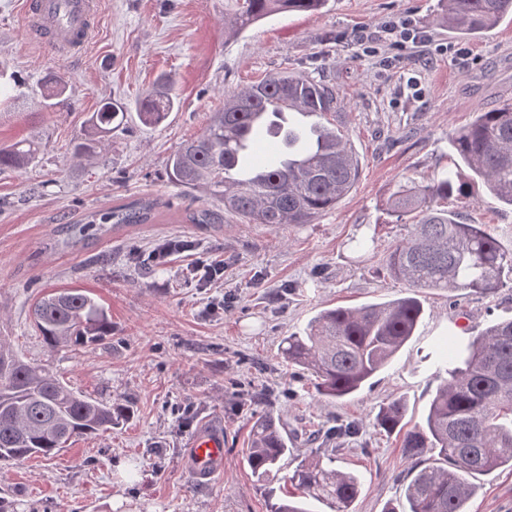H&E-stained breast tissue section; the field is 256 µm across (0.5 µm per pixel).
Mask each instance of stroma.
Returning <instances> with one entry per match:
<instances>
[{
    "instance_id": "35a3bbf8",
    "label": "stroma",
    "mask_w": 512,
    "mask_h": 512,
    "mask_svg": "<svg viewBox=\"0 0 512 512\" xmlns=\"http://www.w3.org/2000/svg\"><path fill=\"white\" fill-rule=\"evenodd\" d=\"M441 9L440 0H328L319 12L275 14L229 37L224 19L236 0H98L91 43L61 58L31 37L22 0H0V50L21 81L0 102V144H41L37 162L0 172V336L71 387L133 411L56 457L1 468L0 496L18 512H270L286 485L260 480L244 461L260 410L294 435L284 459L289 473L320 452L306 430L357 424V434L338 440L335 459L361 480L355 512L405 508L411 463L400 436L377 426L380 405L403 398L406 422L422 423L437 386L427 353L447 348L463 327L512 315L511 288L485 297L414 292L385 267L388 250L413 224L388 212L391 193L451 168L450 132L512 101V21L462 39L439 25ZM405 16L423 43L400 45L384 33L386 21ZM50 70L68 80L64 105L52 110L40 93ZM284 70L335 85L336 123L360 161L357 185L310 224H248L232 214L216 226L185 223L186 210L200 203L170 183L169 154L202 132L225 91ZM162 77L172 81L177 105L160 125L144 124L132 106ZM105 99L131 109L102 164L76 168L71 143ZM146 196L170 201L171 210L149 224L104 225L76 243L58 231ZM448 208L512 243V209L481 183L466 181ZM365 234L375 235V249L361 255L353 242ZM166 236L190 241L192 251L143 264ZM199 258L223 262V281L205 287L193 279L188 266ZM55 289L88 291L112 321L111 341L49 348L31 308ZM413 292L424 308L415 336L347 398L319 396L280 356L284 338L322 309ZM204 430L224 436V471L210 483L193 478L188 455ZM471 482L467 512H512V470Z\"/></svg>"
}]
</instances>
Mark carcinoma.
<instances>
[{
	"mask_svg": "<svg viewBox=\"0 0 512 512\" xmlns=\"http://www.w3.org/2000/svg\"><path fill=\"white\" fill-rule=\"evenodd\" d=\"M439 23L464 36L483 33L512 17V0H441ZM326 0H243L224 19V32L236 36L276 13L317 12ZM45 107L67 92L56 72L43 80ZM288 106L320 117L338 112L335 87L306 75L283 71L224 93V106L204 131L184 140L167 160L170 182L218 206L186 211L192 224H222L230 212L254 224H310L335 207L355 187L359 159L341 131L319 125L321 145L305 164L264 171L248 185L227 177L225 165L239 137L266 104ZM176 105L168 82L143 93L134 103L145 124L164 121ZM128 107L103 103L87 119V133L74 141L71 156L81 166L108 146L112 124ZM454 167L426 183L410 181L388 199L389 210L412 215L413 231L386 255L389 274L412 288H434L487 296L512 288V247L504 246L482 224L458 221L445 204L461 190L460 167L480 180L488 193L512 207V105L477 113L471 124L451 133ZM40 145L17 141L0 146V172L21 170L38 158ZM168 203L143 198L115 204L66 226L68 235L88 236L98 224H148ZM424 309L416 296L321 310L302 334L285 339L282 355L314 380L319 395L339 400L363 388L415 335ZM34 322L52 349L104 344L112 339L106 310L80 290L41 297ZM441 378L425 423L404 429L406 405L394 398L379 407L377 425L402 432L401 448L416 474L406 489V512H466L475 492L468 477L512 469V317L495 319L462 344L437 354ZM128 406L87 396L48 368L17 356L0 339V464H19L32 456L51 457L69 443L107 431L127 420ZM288 454V437L269 411L254 414L245 461L261 478H276ZM303 494L332 512H354L360 479L334 466V457L316 456L283 476Z\"/></svg>",
	"mask_w": 512,
	"mask_h": 512,
	"instance_id": "carcinoma-1",
	"label": "carcinoma"
}]
</instances>
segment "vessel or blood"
Here are the masks:
<instances>
[{
    "instance_id": "b4317fda",
    "label": "vessel or blood",
    "mask_w": 512,
    "mask_h": 512,
    "mask_svg": "<svg viewBox=\"0 0 512 512\" xmlns=\"http://www.w3.org/2000/svg\"><path fill=\"white\" fill-rule=\"evenodd\" d=\"M22 10L26 26L34 38L43 39L52 54L70 57L89 44L98 3L97 0H24ZM270 122L269 115H260L250 134L244 136L242 149L236 154L232 166L238 181L248 182L258 175V168L246 161V150L250 148L254 134L266 132ZM280 122L302 134L310 135L315 130L312 115L295 110L282 112ZM190 457L196 478L217 476L224 461L223 436L207 433L197 437L190 448Z\"/></svg>"
}]
</instances>
